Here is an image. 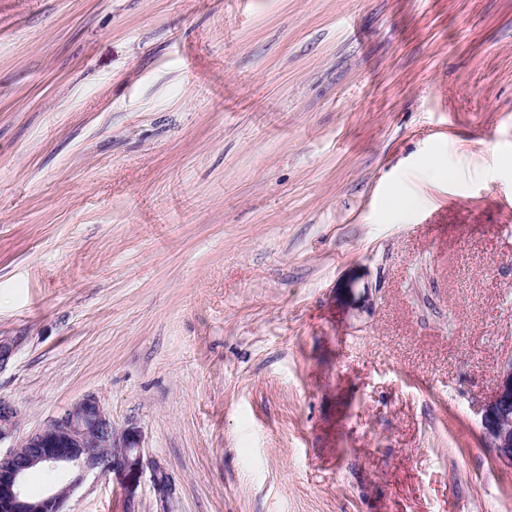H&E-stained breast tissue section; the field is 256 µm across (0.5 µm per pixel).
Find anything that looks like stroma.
Here are the masks:
<instances>
[{
  "label": "stroma",
  "instance_id": "obj_1",
  "mask_svg": "<svg viewBox=\"0 0 512 512\" xmlns=\"http://www.w3.org/2000/svg\"><path fill=\"white\" fill-rule=\"evenodd\" d=\"M0 336L138 512H512V0H0ZM480 429L494 448L497 460L512 468V358L496 375L493 394L482 411Z\"/></svg>",
  "mask_w": 512,
  "mask_h": 512
}]
</instances>
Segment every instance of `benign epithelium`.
<instances>
[{"label":"benign epithelium","instance_id":"7a95c632","mask_svg":"<svg viewBox=\"0 0 512 512\" xmlns=\"http://www.w3.org/2000/svg\"><path fill=\"white\" fill-rule=\"evenodd\" d=\"M17 428V410L0 398V442L15 437ZM480 429L497 460L512 468V358L496 375ZM141 442V430L133 425L115 427L100 401L87 395L0 454V512H62L67 497L82 485L88 473L97 470L118 472L129 479L123 512H135L134 485L144 470ZM37 467L59 470L67 479L62 488L53 487L32 502L24 485L27 475ZM153 482L161 503L170 506L174 483L165 474L154 475Z\"/></svg>","mask_w":512,"mask_h":512}]
</instances>
